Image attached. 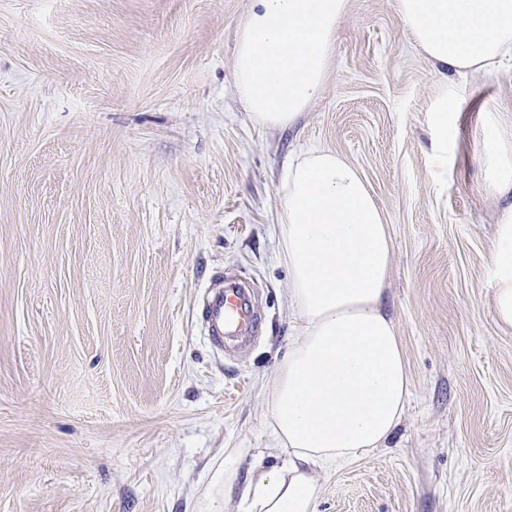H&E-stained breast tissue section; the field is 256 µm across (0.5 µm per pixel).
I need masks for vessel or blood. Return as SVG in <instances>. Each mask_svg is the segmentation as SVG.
Segmentation results:
<instances>
[{"mask_svg": "<svg viewBox=\"0 0 512 512\" xmlns=\"http://www.w3.org/2000/svg\"><path fill=\"white\" fill-rule=\"evenodd\" d=\"M205 329L216 349H223L228 337L244 338L258 327V317L248 291L233 279H215L205 290Z\"/></svg>", "mask_w": 512, "mask_h": 512, "instance_id": "vessel-or-blood-1", "label": "vessel or blood"}]
</instances>
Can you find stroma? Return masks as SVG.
<instances>
[{
	"label": "stroma",
	"instance_id": "1",
	"mask_svg": "<svg viewBox=\"0 0 512 512\" xmlns=\"http://www.w3.org/2000/svg\"><path fill=\"white\" fill-rule=\"evenodd\" d=\"M249 0H0V512H205L285 457L269 406L294 314L278 188L318 146L357 166L392 243L385 310L410 376L387 441L318 473V512H512V328L493 317L483 111L512 134V69L435 68L395 0H349L321 96L258 126L233 85ZM463 93L436 151L442 85ZM257 291L227 356L210 279ZM236 453L230 452L224 458V470L217 473L214 481V490L207 495V512H225L228 493L237 481V468L235 466Z\"/></svg>",
	"mask_w": 512,
	"mask_h": 512
}]
</instances>
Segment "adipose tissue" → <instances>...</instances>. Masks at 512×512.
<instances>
[{
    "label": "adipose tissue",
    "mask_w": 512,
    "mask_h": 512,
    "mask_svg": "<svg viewBox=\"0 0 512 512\" xmlns=\"http://www.w3.org/2000/svg\"><path fill=\"white\" fill-rule=\"evenodd\" d=\"M413 40L439 67L489 76L512 62V0H396ZM348 0H251L236 33V91L262 127L292 125L320 95ZM479 156L489 192H512V138L492 114ZM278 225L296 334L270 405L282 465L244 490V512H317L315 469L382 447L408 402L394 321L383 311L391 265L384 216L360 171L319 147L285 169ZM494 315L512 327V216L498 227Z\"/></svg>",
    "instance_id": "1"
}]
</instances>
